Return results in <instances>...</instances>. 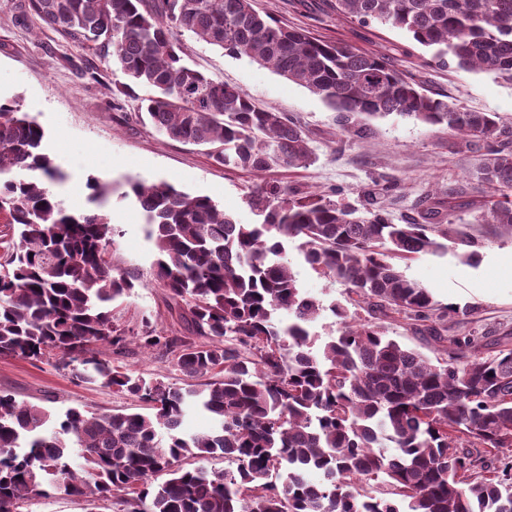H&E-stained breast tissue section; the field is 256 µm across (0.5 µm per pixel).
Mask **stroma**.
Here are the masks:
<instances>
[{"label": "stroma", "instance_id": "1", "mask_svg": "<svg viewBox=\"0 0 512 512\" xmlns=\"http://www.w3.org/2000/svg\"><path fill=\"white\" fill-rule=\"evenodd\" d=\"M21 2L0 0V97L19 99L44 128L48 151L69 175L57 193L70 210L87 209L89 178L116 186L106 208L116 230L115 259L121 267L136 270L144 282L118 308L120 324L135 328L147 316L168 335L181 331L169 312L165 290L151 281L155 248L140 210L118 191L126 181L163 180L186 193L210 197L244 224L258 220L247 195L262 182L303 193L338 187L354 205L364 202L374 187H385L389 194L382 199L384 213L395 224L414 215L425 197L446 196L449 186L456 184L468 190L469 202L457 208L455 216L459 231L475 241L477 262H462L463 246L452 243L445 253L420 255L402 270L429 288L439 304L473 307L467 325L473 336L512 332V274L505 271L512 259V228L474 223L470 203L480 198L473 175L477 154L459 151L447 129L395 114L342 121L307 88L246 56L230 55L186 35L180 43L191 65L243 89L264 108L299 117L314 153L312 162L299 168L252 172L224 167L206 148L170 140L141 121L138 111L149 94L147 87L127 84L115 66L95 51L75 46L51 29L37 28L23 14ZM255 7L314 37L388 55L398 72L432 93L458 98L469 110L495 112L503 122L512 123L511 84L485 72L441 65L403 31L345 19L336 14L330 0H255ZM288 260L302 288L323 303L348 305L347 289L313 272L296 249H289ZM119 363L173 383L183 380L171 356L158 350L145 351L132 344ZM0 393L37 404L54 416L76 406L100 414L143 409L137 398L76 381L69 371L58 368L52 356L39 361L0 358ZM121 510L116 500L92 506L56 494L24 500L18 512Z\"/></svg>", "mask_w": 512, "mask_h": 512}]
</instances>
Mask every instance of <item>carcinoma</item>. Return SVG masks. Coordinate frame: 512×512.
<instances>
[{"label": "carcinoma", "instance_id": "carcinoma-1", "mask_svg": "<svg viewBox=\"0 0 512 512\" xmlns=\"http://www.w3.org/2000/svg\"><path fill=\"white\" fill-rule=\"evenodd\" d=\"M26 13L112 61L151 89L144 112L167 138L208 147L219 165L265 172L312 161L298 118L270 112L237 86L210 78L182 55L189 33L245 55L345 114L396 113L444 126L460 151L484 150L476 177L490 200L479 224L512 226V124L450 96L427 93L389 58L317 39L255 10L253 0H27ZM336 13L405 31L437 61L512 83V0H335ZM66 175L45 131L13 99L0 100V223L16 239L0 256V358L41 360L86 383L136 396L146 413L42 407L0 393V512L52 493H122L126 512H512V459L492 475L472 471L481 452L512 448V346L493 357L448 320L468 308L438 306L400 263L437 251L456 199L425 200L419 218L394 224L383 208L329 194L255 185L242 224L206 196L165 181H129L183 334L147 318L137 331L112 305L141 284L114 260L115 230L102 208L112 184L91 179L90 208L70 211L52 186ZM448 210V227L438 219ZM344 285L368 317L326 306L301 288L288 246ZM340 318L322 343L324 310ZM403 320L441 344L429 358L388 336ZM135 343L174 356L181 385L112 365L106 353ZM213 429L185 436L187 411ZM219 454L215 473L191 460ZM169 478L153 484V477Z\"/></svg>", "mask_w": 512, "mask_h": 512}]
</instances>
